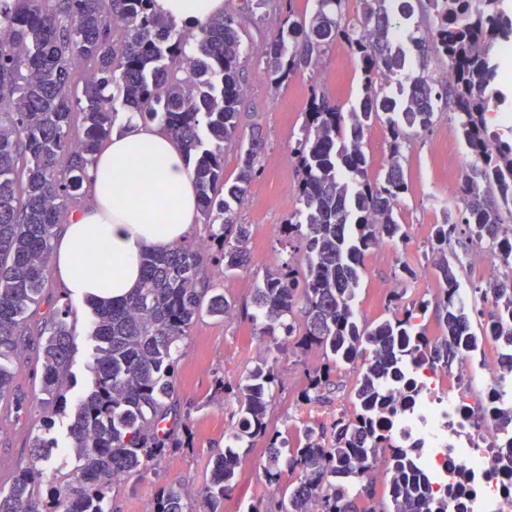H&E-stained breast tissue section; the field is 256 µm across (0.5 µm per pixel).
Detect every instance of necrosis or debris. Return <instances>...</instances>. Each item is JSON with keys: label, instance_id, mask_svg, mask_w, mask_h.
Wrapping results in <instances>:
<instances>
[{"label": "necrosis or debris", "instance_id": "4bbe7bcc", "mask_svg": "<svg viewBox=\"0 0 512 512\" xmlns=\"http://www.w3.org/2000/svg\"><path fill=\"white\" fill-rule=\"evenodd\" d=\"M418 380L429 396L394 429L422 441L416 454L433 493L447 500L448 512H512V459L501 451L502 430L476 410L461 377L427 368Z\"/></svg>", "mask_w": 512, "mask_h": 512}]
</instances>
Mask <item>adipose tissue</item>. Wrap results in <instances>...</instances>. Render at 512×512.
Returning a JSON list of instances; mask_svg holds the SVG:
<instances>
[{"mask_svg": "<svg viewBox=\"0 0 512 512\" xmlns=\"http://www.w3.org/2000/svg\"><path fill=\"white\" fill-rule=\"evenodd\" d=\"M153 11L179 27L222 16L224 0H153ZM93 198L54 244V274L86 302L125 297L140 282L144 252L183 242L198 216L193 175L174 137L138 121L113 133L88 167ZM106 254L111 270L95 257Z\"/></svg>", "mask_w": 512, "mask_h": 512, "instance_id": "obj_1", "label": "adipose tissue"}]
</instances>
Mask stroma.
<instances>
[{"mask_svg":"<svg viewBox=\"0 0 512 512\" xmlns=\"http://www.w3.org/2000/svg\"><path fill=\"white\" fill-rule=\"evenodd\" d=\"M315 0H267L253 11L235 12L232 0H226L225 12L235 13L244 47L243 81L246 87L240 108L239 129L250 135L252 129L262 134L260 172L254 179L244 205L237 211V221L250 225L248 268L225 273L213 266V281L235 307L251 305L265 270L269 255L284 259L288 247L280 244V226L298 208L295 194H284L283 184H295L298 172L291 153L301 136L304 113L312 94L323 93L342 107L354 104L361 94V78L356 61L347 54L343 42L330 44L321 56L316 74L299 72L287 82L272 86L261 72L256 48L272 37L286 12L295 18L312 16ZM453 115L440 111L434 127L413 136L402 150L401 165L409 191L399 198L395 211L406 233L404 240L393 242L385 255L368 252L364 272L356 292L354 311L360 321L373 325L403 315L412 303L424 300L431 309L418 324L428 336L439 339L443 329L432 309L441 296L443 283L424 254L433 225L441 223L445 212L462 209L459 193L461 172H454L450 183L432 175L434 144L444 134L453 132ZM407 264L410 274H402L400 264ZM71 310L77 350L70 368L76 390L89 382L88 366L94 343L88 334L91 310L87 303L73 297L57 279H50L44 298L29 322L31 336L16 370L11 393L0 398V456H9L14 464L26 463L32 453V437L40 424L42 411L37 403L43 371L39 333L54 312L61 307ZM183 356L174 380L173 397L187 424L190 445L168 455L161 463L160 475L120 483L111 494V512H140L159 484L180 485L195 491L210 475L213 451L225 448L230 433L237 427L236 403L212 399L217 378L238 382L255 365L265 344L258 326L235 314L224 319L202 317L180 343ZM321 356L288 354L283 359V390L274 394L268 409L273 427L289 436L300 429H331L341 414L353 412L350 392L358 371L341 366L336 375L340 389L327 391L325 399L306 403L298 398L305 384L304 369L320 365ZM265 461V443L256 441L250 448L236 488L224 499V512H243L247 503L267 501L271 492L261 466Z\"/></svg>","mask_w":512,"mask_h":512,"instance_id":"1","label":"stroma"}]
</instances>
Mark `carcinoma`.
I'll return each instance as SVG.
<instances>
[{"label":"carcinoma","instance_id":"1","mask_svg":"<svg viewBox=\"0 0 512 512\" xmlns=\"http://www.w3.org/2000/svg\"><path fill=\"white\" fill-rule=\"evenodd\" d=\"M152 0H0V397L12 390L14 370L28 335L30 314L51 277L56 225L67 205L79 208L86 170L112 137L120 113L164 127L180 143L199 196L207 236L161 250L141 260V286L129 297L91 303L89 333L95 341L89 366L91 387L67 398L66 382L76 350L68 308L56 311L41 336L43 372L41 428L32 438L31 459L0 486V512H110L113 477L141 479L163 457L183 447L173 382L182 356L180 340L202 314L224 317L235 311L213 287L209 265L220 256L224 271L249 262V225L236 210L260 168L258 133L243 144L242 43L234 16L216 18L192 36L155 15ZM346 0H316L309 20L288 11L263 51L264 73L277 86L316 67L324 47L341 39L360 65L362 94L348 112L325 94L311 97L296 155L300 208L281 225L283 243L303 246L302 261L269 268L252 302L263 320L262 336L280 332L292 350L315 349L321 366L307 371L300 399L324 398L330 372L358 366L356 410L332 427V439L307 428L290 446L271 429L267 410L283 386L278 354L264 357L238 392L216 381L214 396L234 394L240 414L226 448L211 459L210 477L198 491L200 503L181 488L162 485L150 512H222L236 485L243 443L267 440L266 482L279 498L275 512H377L355 506L352 489L373 498L371 472L379 450H389L386 475L391 512H446L417 469L412 449L395 444L388 432L395 418L422 399L416 370L440 362L450 366L488 340L512 338V278L485 284L493 309L476 314L480 333L470 331L471 311L458 299V256L448 246L469 232L488 242L503 265L512 264V142L490 131L486 112L500 96L495 87V41L512 39V15L499 0H361L360 13L346 19ZM419 13L426 34L414 45L418 55L443 61L453 75L443 82L423 71L398 94L381 77L399 75L404 52L393 45L391 17ZM93 66L75 85L76 60ZM180 62L181 76L171 72ZM448 107L460 141L474 162L460 194L464 209L447 212L432 228L430 248L444 288L436 310L445 332L438 340L413 323L425 312L420 301L402 318L367 326L355 317L352 301L362 278L364 257L383 238L404 240L394 205L408 187L401 149L417 132L428 131L435 113ZM384 123L391 138L384 176L368 177L365 137ZM236 146L240 169L224 178V150ZM69 413L68 452L75 472L50 473L43 433L53 416ZM490 415L512 424V396L506 390L489 403ZM296 481L281 488L283 469Z\"/></svg>","mask_w":512,"mask_h":512}]
</instances>
